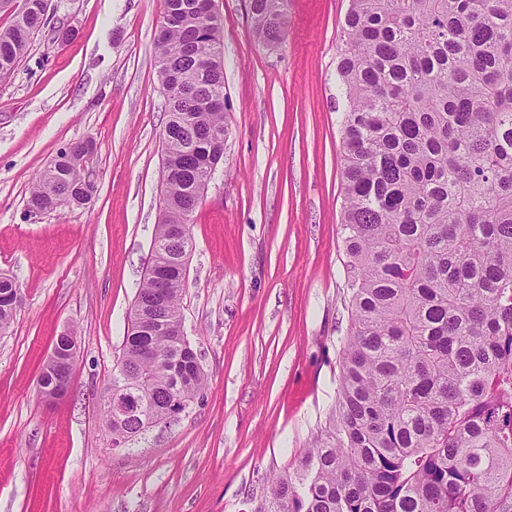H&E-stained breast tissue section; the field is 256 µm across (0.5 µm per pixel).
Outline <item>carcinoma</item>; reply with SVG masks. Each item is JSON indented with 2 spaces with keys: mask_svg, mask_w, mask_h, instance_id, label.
I'll return each instance as SVG.
<instances>
[{
  "mask_svg": "<svg viewBox=\"0 0 512 512\" xmlns=\"http://www.w3.org/2000/svg\"><path fill=\"white\" fill-rule=\"evenodd\" d=\"M177 24L158 28L165 104L167 191L153 245L168 264L192 247L170 238L200 203L194 182L224 131L204 105L224 74L221 24L201 0H163ZM286 0H248L258 40L284 35ZM28 0L0 29V80L46 23ZM338 80L343 208L351 327L340 349L336 406L307 448L268 482L253 512H512V0H350ZM85 169L57 158L28 201L44 212L85 193ZM185 282L146 278L135 300L150 320L130 322L112 387H145V411L114 421V444L189 406L202 368L181 380L183 345L166 325L183 320ZM0 280V335L16 309ZM147 345L152 355H142Z\"/></svg>",
  "mask_w": 512,
  "mask_h": 512,
  "instance_id": "obj_1",
  "label": "carcinoma"
}]
</instances>
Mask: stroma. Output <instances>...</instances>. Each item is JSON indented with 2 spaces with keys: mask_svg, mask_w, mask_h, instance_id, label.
I'll list each match as a JSON object with an SVG mask.
<instances>
[{
  "mask_svg": "<svg viewBox=\"0 0 512 512\" xmlns=\"http://www.w3.org/2000/svg\"><path fill=\"white\" fill-rule=\"evenodd\" d=\"M246 5L215 0L227 137L190 218L183 321L207 382L117 446L102 395L162 206V0H51L0 82V275L22 295L0 335V512H250L326 424L350 328L336 73L348 0H288L268 46ZM86 138L90 204L30 216L37 174ZM65 330L76 363L50 404L38 377Z\"/></svg>",
  "mask_w": 512,
  "mask_h": 512,
  "instance_id": "35a3bbf8",
  "label": "stroma"
}]
</instances>
